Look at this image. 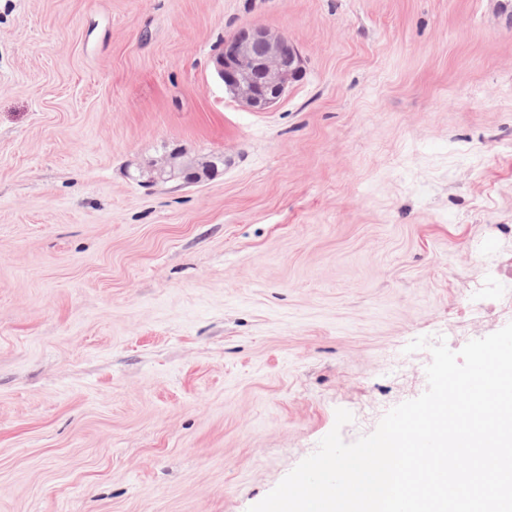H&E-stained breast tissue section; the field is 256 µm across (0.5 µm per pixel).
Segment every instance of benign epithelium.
<instances>
[{
  "label": "benign epithelium",
  "instance_id": "obj_1",
  "mask_svg": "<svg viewBox=\"0 0 512 512\" xmlns=\"http://www.w3.org/2000/svg\"><path fill=\"white\" fill-rule=\"evenodd\" d=\"M224 89L253 112H266L303 75V58L288 36L264 26L240 28L224 42L215 57ZM154 170L196 184L214 176L213 165L176 146L163 155Z\"/></svg>",
  "mask_w": 512,
  "mask_h": 512
}]
</instances>
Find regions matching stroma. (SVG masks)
<instances>
[{"label": "stroma", "mask_w": 512, "mask_h": 512, "mask_svg": "<svg viewBox=\"0 0 512 512\" xmlns=\"http://www.w3.org/2000/svg\"><path fill=\"white\" fill-rule=\"evenodd\" d=\"M261 25L266 112L213 58ZM216 163L141 183L173 145ZM512 0H0V512H248L512 322ZM351 422L336 426L337 409ZM218 76L232 97L254 112H266L303 75V58L288 36L264 26L240 28L215 57Z\"/></svg>", "instance_id": "35a3bbf8"}]
</instances>
